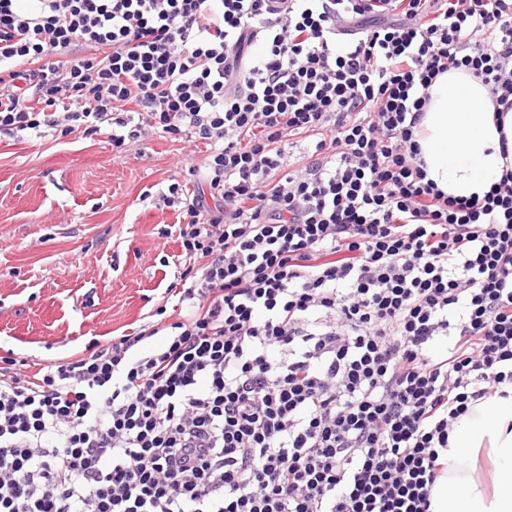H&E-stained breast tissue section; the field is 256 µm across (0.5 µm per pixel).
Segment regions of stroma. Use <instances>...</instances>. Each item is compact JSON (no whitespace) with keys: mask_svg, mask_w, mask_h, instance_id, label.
<instances>
[{"mask_svg":"<svg viewBox=\"0 0 512 512\" xmlns=\"http://www.w3.org/2000/svg\"><path fill=\"white\" fill-rule=\"evenodd\" d=\"M142 145L138 159L104 135H0V348L54 362L161 305L179 211L158 196L204 149L152 131Z\"/></svg>","mask_w":512,"mask_h":512,"instance_id":"obj_1","label":"stroma"}]
</instances>
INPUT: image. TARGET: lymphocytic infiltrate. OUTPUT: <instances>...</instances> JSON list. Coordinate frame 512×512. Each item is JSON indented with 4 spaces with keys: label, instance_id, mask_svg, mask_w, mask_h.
Listing matches in <instances>:
<instances>
[{
    "label": "lymphocytic infiltrate",
    "instance_id": "f902f5d3",
    "mask_svg": "<svg viewBox=\"0 0 512 512\" xmlns=\"http://www.w3.org/2000/svg\"><path fill=\"white\" fill-rule=\"evenodd\" d=\"M452 68L512 108V0H0L1 132L209 148L163 198L175 320L0 356V512H431L512 385V173L419 157Z\"/></svg>",
    "mask_w": 512,
    "mask_h": 512
}]
</instances>
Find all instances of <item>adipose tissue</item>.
Masks as SVG:
<instances>
[{"mask_svg": "<svg viewBox=\"0 0 512 512\" xmlns=\"http://www.w3.org/2000/svg\"><path fill=\"white\" fill-rule=\"evenodd\" d=\"M429 93L419 137L428 179L452 196L484 197L512 170V109L496 116L488 87L461 70L439 75ZM483 455L494 465L488 484L475 476ZM443 458L431 512H512V393L477 402L455 424Z\"/></svg>", "mask_w": 512, "mask_h": 512, "instance_id": "adipose-tissue-1", "label": "adipose tissue"}]
</instances>
